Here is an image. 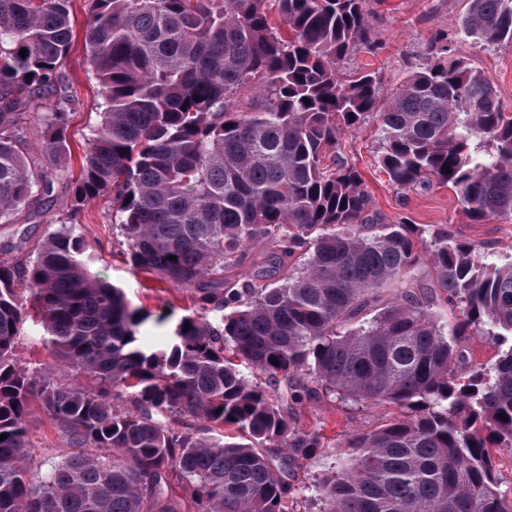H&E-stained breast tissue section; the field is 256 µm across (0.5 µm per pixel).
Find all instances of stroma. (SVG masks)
Here are the masks:
<instances>
[{"label":"stroma","instance_id":"35a3bbf8","mask_svg":"<svg viewBox=\"0 0 512 512\" xmlns=\"http://www.w3.org/2000/svg\"><path fill=\"white\" fill-rule=\"evenodd\" d=\"M366 9L372 42L355 50L344 62V75L374 71L380 75L385 90H394L409 72L427 62L437 41L443 38L453 50L470 58L496 88L504 106L512 108V47L475 50L462 41L460 21L467 0H368ZM64 75L74 99L68 107L66 181L56 185L52 196L16 214L12 223L0 224V262L14 264L33 254L57 224L69 219L68 184L81 173L86 142L99 120L101 103L80 37L72 45ZM341 140L344 159L360 172L373 210L383 215L386 223L443 224L460 242L479 244L497 254L512 253V221L473 222L455 192L435 182L414 189L393 185L378 165L381 140L376 122L344 133ZM78 222L91 271L120 288L132 308L147 314L141 328L145 346H163L187 313L191 304L188 291L127 264L123 238L112 222L111 196L103 195L89 202ZM15 355L22 366L51 369L59 382H68L71 377L70 371L56 361L35 321L27 322ZM387 412V407L381 405L365 408L325 401L308 406L300 423L305 429L318 432L325 446L305 461L303 481L310 482L329 473L335 461L333 448L342 445L349 433L375 427ZM28 432L36 448L37 463L60 460L67 448V438L42 408H33Z\"/></svg>","mask_w":512,"mask_h":512}]
</instances>
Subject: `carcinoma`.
I'll return each instance as SVG.
<instances>
[{
  "label": "carcinoma",
  "instance_id": "carcinoma-1",
  "mask_svg": "<svg viewBox=\"0 0 512 512\" xmlns=\"http://www.w3.org/2000/svg\"><path fill=\"white\" fill-rule=\"evenodd\" d=\"M72 2L0 0L1 224L65 174ZM85 4L102 102L71 216L112 194L128 263L189 289L192 311L144 350L148 316L92 275L73 222L0 264V512H299L307 492L320 512H512L490 450L512 447V255L378 221L338 155L372 118L392 184L435 180L476 223L512 220L497 90L446 46L385 96L374 72L342 78L371 42L366 0ZM460 35L512 45V0H469ZM36 93L56 101L52 172L13 111ZM29 305L70 383L17 362ZM475 335L498 345L492 363L466 359ZM325 399L398 414L349 434L308 485L324 442L298 415ZM35 402L73 445L39 474Z\"/></svg>",
  "mask_w": 512,
  "mask_h": 512
}]
</instances>
